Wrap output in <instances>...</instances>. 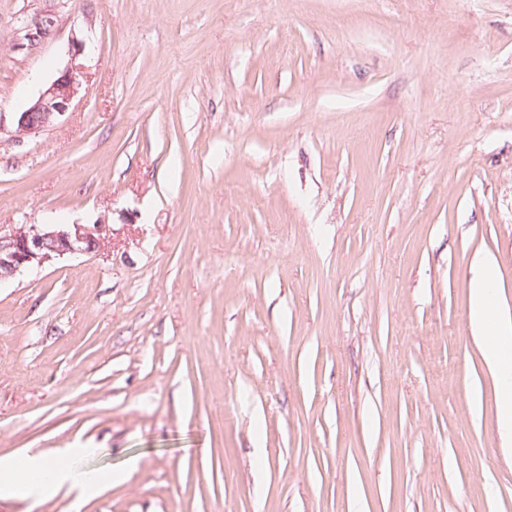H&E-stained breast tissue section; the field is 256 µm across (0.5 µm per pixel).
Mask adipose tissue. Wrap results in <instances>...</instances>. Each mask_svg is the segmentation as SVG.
<instances>
[{
    "instance_id": "obj_1",
    "label": "adipose tissue",
    "mask_w": 512,
    "mask_h": 512,
    "mask_svg": "<svg viewBox=\"0 0 512 512\" xmlns=\"http://www.w3.org/2000/svg\"><path fill=\"white\" fill-rule=\"evenodd\" d=\"M481 272L470 288L471 324L475 332L487 336V363L496 371L499 383V430L512 439V322L501 319L494 307L495 267L491 260L480 263ZM51 486L63 485L87 492L100 485V477L72 469L59 459H48L34 470Z\"/></svg>"
}]
</instances>
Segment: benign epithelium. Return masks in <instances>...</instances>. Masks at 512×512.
Returning <instances> with one entry per match:
<instances>
[{
  "label": "benign epithelium",
  "instance_id": "obj_1",
  "mask_svg": "<svg viewBox=\"0 0 512 512\" xmlns=\"http://www.w3.org/2000/svg\"><path fill=\"white\" fill-rule=\"evenodd\" d=\"M55 22L40 19L27 33L28 47L44 42ZM80 88L78 74L71 68L62 71L40 92L25 110L14 113L11 127L0 116V135L11 141L37 135L50 127L69 110ZM112 232L107 224H32L28 227L0 225V280L74 254L98 250L102 240Z\"/></svg>",
  "mask_w": 512,
  "mask_h": 512
}]
</instances>
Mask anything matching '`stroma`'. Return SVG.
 Returning a JSON list of instances; mask_svg holds the SVG:
<instances>
[{"label":"stroma","instance_id":"obj_1","mask_svg":"<svg viewBox=\"0 0 512 512\" xmlns=\"http://www.w3.org/2000/svg\"><path fill=\"white\" fill-rule=\"evenodd\" d=\"M71 67L0 225L112 232L0 282V477L124 480L0 512H512V0H0V113ZM481 272L470 288L473 331L493 336L486 344V362L496 371L499 383V430L512 439V322L502 320L494 307L495 267L491 260L479 263ZM31 466L32 464L26 475L17 477L15 482L30 484L33 477L38 475L55 488H61L64 484L68 483L71 489L76 488L83 494L102 484L100 476L75 471L61 459L45 460L38 467L30 470Z\"/></svg>","mask_w":512,"mask_h":512}]
</instances>
